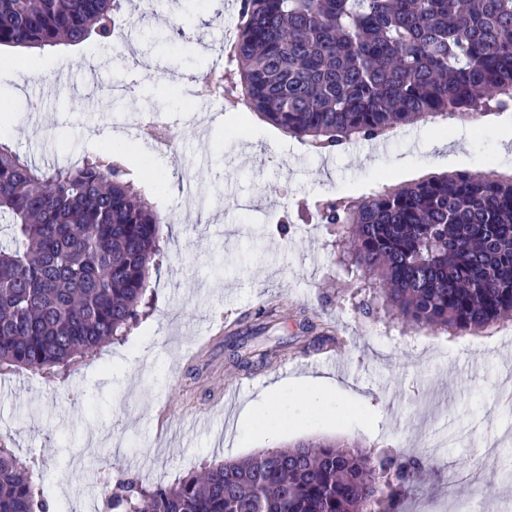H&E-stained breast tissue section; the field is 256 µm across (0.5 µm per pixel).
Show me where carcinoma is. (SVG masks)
I'll use <instances>...</instances> for the list:
<instances>
[{"label": "carcinoma", "instance_id": "cac0c4a2", "mask_svg": "<svg viewBox=\"0 0 512 512\" xmlns=\"http://www.w3.org/2000/svg\"><path fill=\"white\" fill-rule=\"evenodd\" d=\"M126 0H0V47L114 42ZM224 98L332 151L436 117L512 112V0H240ZM125 162L88 153L44 171L0 142V369L63 379L149 306L163 216ZM353 306L450 337L512 319V175L466 172L328 200ZM244 373L286 355L226 344ZM437 470L357 443L299 441L214 458L152 489L123 474L112 512H404ZM39 475L0 444V512H47Z\"/></svg>", "mask_w": 512, "mask_h": 512}]
</instances>
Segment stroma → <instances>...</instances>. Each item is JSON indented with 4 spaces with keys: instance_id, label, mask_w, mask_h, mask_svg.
Here are the masks:
<instances>
[{
    "instance_id": "stroma-1",
    "label": "stroma",
    "mask_w": 512,
    "mask_h": 512,
    "mask_svg": "<svg viewBox=\"0 0 512 512\" xmlns=\"http://www.w3.org/2000/svg\"><path fill=\"white\" fill-rule=\"evenodd\" d=\"M191 38L173 34L184 9ZM212 0H128L125 39L104 45L0 49V139L43 167L79 162L84 153L134 154L130 170L142 189L156 188L165 219L166 256L152 268L153 308L125 340L77 364L65 382L28 371H0V443L31 462L54 512H110L100 491L125 472L145 485L173 482L213 457L238 460L299 440L355 441L364 449L418 455L443 480L417 497L446 499L456 512L472 495L470 473L488 474V449L512 450V322L450 338L402 330L383 315H366L342 294L333 235L317 221L328 199H355L383 185L437 173L512 172V115L479 125L430 119L391 130L381 149L357 140L328 153L293 138L258 114L223 109L202 125L173 93L178 77L210 76L224 46ZM71 78L60 96L46 80ZM157 114L177 147L156 151L113 139L127 116ZM209 190L185 213L169 193L180 169ZM293 224L282 235V221ZM278 305L263 344L302 335V316L330 325L342 342L332 349H293V368L260 372L232 409L218 400L235 381L223 332L245 316ZM335 379L348 411L323 417L307 409L279 437L239 442L243 410L282 384L294 402L296 381ZM205 409L211 429L188 414Z\"/></svg>"
}]
</instances>
